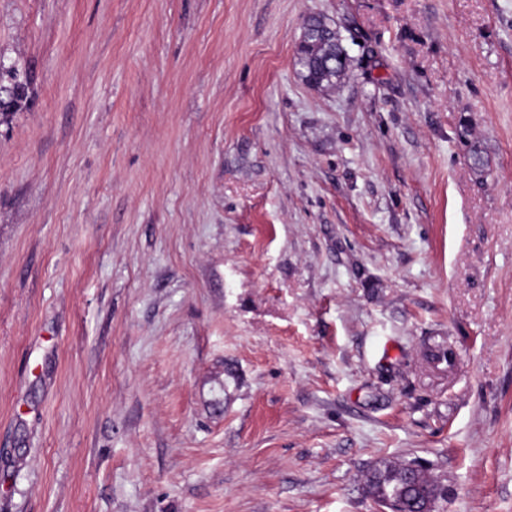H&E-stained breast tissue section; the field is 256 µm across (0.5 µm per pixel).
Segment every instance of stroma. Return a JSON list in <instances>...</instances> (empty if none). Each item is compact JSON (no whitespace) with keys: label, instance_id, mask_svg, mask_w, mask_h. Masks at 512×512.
<instances>
[{"label":"stroma","instance_id":"stroma-1","mask_svg":"<svg viewBox=\"0 0 512 512\" xmlns=\"http://www.w3.org/2000/svg\"><path fill=\"white\" fill-rule=\"evenodd\" d=\"M0 58V512H377L412 460L512 512V0H0ZM304 39L297 49V64L301 67L302 79L307 84L310 77L320 80V87L336 85L346 73V58L340 54L344 47L334 30L336 44L327 37V27L322 19L311 17L303 27ZM329 59L325 60L327 57Z\"/></svg>","mask_w":512,"mask_h":512}]
</instances>
